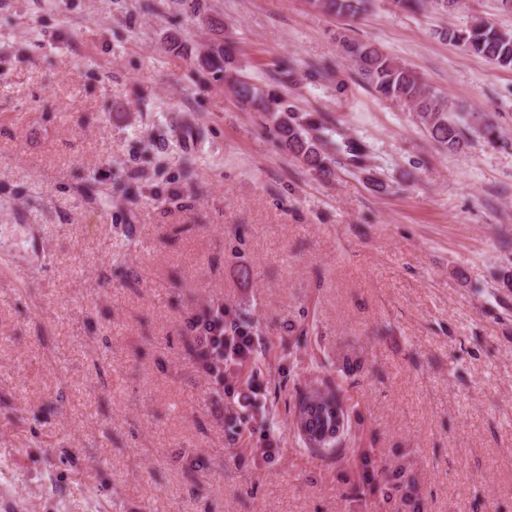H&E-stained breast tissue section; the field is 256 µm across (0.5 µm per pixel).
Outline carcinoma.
<instances>
[{
	"instance_id": "1",
	"label": "carcinoma",
	"mask_w": 512,
	"mask_h": 512,
	"mask_svg": "<svg viewBox=\"0 0 512 512\" xmlns=\"http://www.w3.org/2000/svg\"><path fill=\"white\" fill-rule=\"evenodd\" d=\"M320 10L342 17L353 18L364 10L365 0H313ZM448 41L466 51L482 57L503 69H512V32L495 23L478 19L465 28L446 31ZM344 55L357 67L362 79L381 97L404 103L437 142L449 150L457 149L463 140L459 117L449 108L446 98L432 90L409 66L396 62L377 48L348 36L340 37ZM212 73L224 74V82L238 99L251 109L263 114L282 149L301 161L308 170L319 177L331 175L334 158L324 150L332 142L331 129L309 114H301L288 106L284 97L275 90L264 92L237 74L235 48L232 44L218 43L200 59ZM205 332L217 325H224V365L212 374L216 383H224V393L235 388L224 380V373L241 371L258 365L254 328L227 307H211L195 320ZM321 404L324 420L332 419V409L342 406V399L334 386L323 380L318 385L317 396L312 398L302 391L296 407L301 408L313 399ZM262 428L267 426L260 404L251 403L245 411L227 421L230 430L240 431L245 425Z\"/></svg>"
}]
</instances>
